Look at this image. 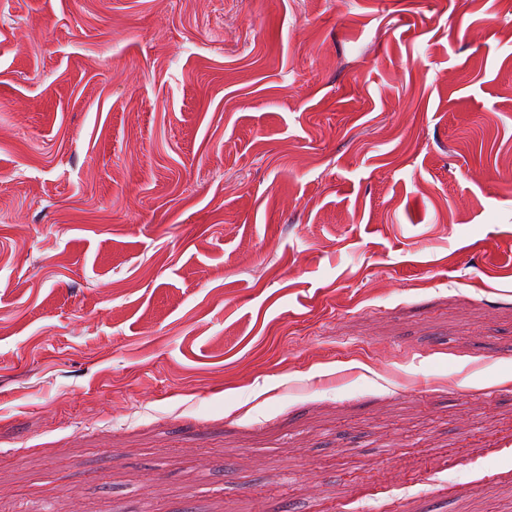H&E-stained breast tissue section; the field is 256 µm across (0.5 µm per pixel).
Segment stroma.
<instances>
[{
  "label": "stroma",
  "instance_id": "1",
  "mask_svg": "<svg viewBox=\"0 0 512 512\" xmlns=\"http://www.w3.org/2000/svg\"><path fill=\"white\" fill-rule=\"evenodd\" d=\"M512 512V0H0V512Z\"/></svg>",
  "mask_w": 512,
  "mask_h": 512
}]
</instances>
